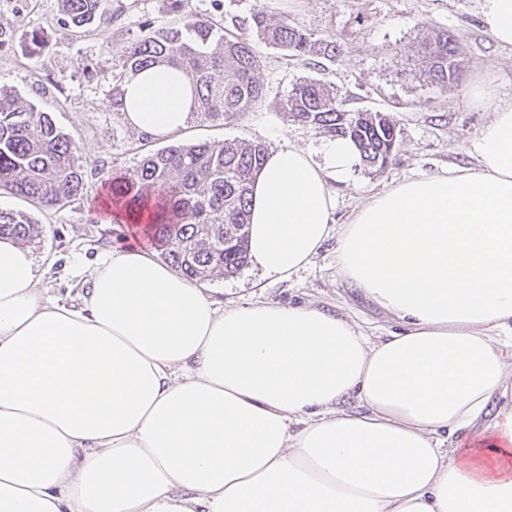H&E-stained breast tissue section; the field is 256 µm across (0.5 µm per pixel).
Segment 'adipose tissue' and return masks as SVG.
<instances>
[{
    "mask_svg": "<svg viewBox=\"0 0 512 512\" xmlns=\"http://www.w3.org/2000/svg\"><path fill=\"white\" fill-rule=\"evenodd\" d=\"M122 89L131 129L187 126L181 70ZM471 95L491 113L474 165L347 224L349 139L280 146L252 183L251 264L286 280L335 239L400 321L386 336L311 304L221 307L132 245L66 304L52 261L0 239V512H512V102Z\"/></svg>",
    "mask_w": 512,
    "mask_h": 512,
    "instance_id": "obj_1",
    "label": "adipose tissue"
}]
</instances>
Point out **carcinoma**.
I'll list each match as a JSON object with an SVG mask.
<instances>
[{
  "instance_id": "1",
  "label": "carcinoma",
  "mask_w": 512,
  "mask_h": 512,
  "mask_svg": "<svg viewBox=\"0 0 512 512\" xmlns=\"http://www.w3.org/2000/svg\"><path fill=\"white\" fill-rule=\"evenodd\" d=\"M178 20L118 51L120 71L112 87V112L124 120L122 83L127 74L164 63L182 70L194 86L191 115L222 122L262 98L259 56L250 41L228 38L209 18L185 11L171 0ZM64 29L72 36L103 19L102 0H61ZM258 38L293 57L334 59L333 39H315L298 27L252 14ZM419 53L425 75L446 89L461 76L459 41L450 31H424ZM289 120L311 125L331 138L352 140L360 160L385 166L398 147V131L381 112L345 109L336 92L317 79L295 85L281 103ZM267 150L259 142H198L145 154L112 180L104 196L134 216L148 209L146 223L161 257L192 281L230 277L248 263V202L251 183ZM86 171L77 146L55 126L49 113L16 94L0 91V191L46 208L62 207L80 195ZM43 227L22 212L0 208V237L30 243Z\"/></svg>"
}]
</instances>
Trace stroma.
<instances>
[{
  "label": "stroma",
  "mask_w": 512,
  "mask_h": 512,
  "mask_svg": "<svg viewBox=\"0 0 512 512\" xmlns=\"http://www.w3.org/2000/svg\"><path fill=\"white\" fill-rule=\"evenodd\" d=\"M106 21L76 36H64L60 0H0V87L50 114L68 134L85 166L88 190L62 208L45 209L9 193L0 208L27 212L44 228L33 248L55 259L44 285L63 302H77L84 285L78 267L128 245L149 247L129 224L106 221L94 205L113 178L135 168L141 155L198 141L249 140L266 148L283 143L319 150L325 140L312 126L288 120L281 101L300 80L316 78L334 87L353 111L382 112L399 130V147L380 170L356 165L350 178L332 183L336 223H348L371 195L410 178L439 174L471 163V142L491 114L469 95L483 84L499 100L512 102V47L499 45L480 24L481 0H188V10L223 21L230 37L253 42L260 59L263 98L225 123L190 121L166 138L141 133L112 120L115 61L112 49L148 36L177 18L170 0H104ZM267 20L291 22L341 47L334 60L313 67L259 41L250 26L254 11ZM451 31L462 43L463 77L442 90L421 75L415 46L422 28ZM45 44L29 53L32 38ZM207 295L224 305L267 301L310 303L350 318L372 336L396 330V318L375 306L346 280L328 240L314 261L288 280L244 267L232 277L205 281Z\"/></svg>",
  "instance_id": "35a3bbf8"
}]
</instances>
